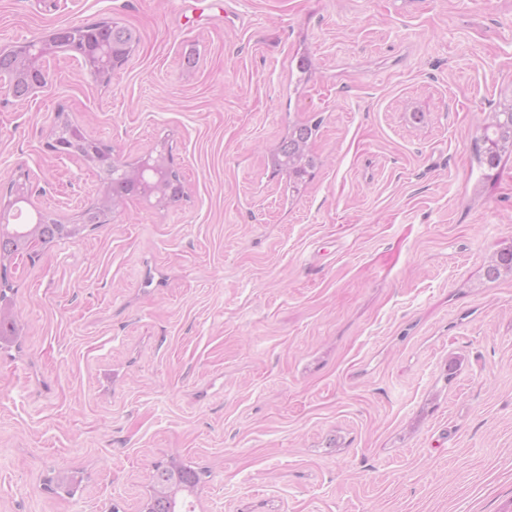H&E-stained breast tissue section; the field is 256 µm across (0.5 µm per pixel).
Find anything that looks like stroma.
<instances>
[{
	"label": "stroma",
	"mask_w": 512,
	"mask_h": 512,
	"mask_svg": "<svg viewBox=\"0 0 512 512\" xmlns=\"http://www.w3.org/2000/svg\"><path fill=\"white\" fill-rule=\"evenodd\" d=\"M103 20L140 38L109 83L61 53L0 96V195L93 201L60 111L128 162L165 150L185 195L9 264L0 512H141L173 459L195 512H512V275L486 276L512 152L476 156L512 0H0V46ZM296 120L320 164L292 197L269 158Z\"/></svg>",
	"instance_id": "35a3bbf8"
}]
</instances>
